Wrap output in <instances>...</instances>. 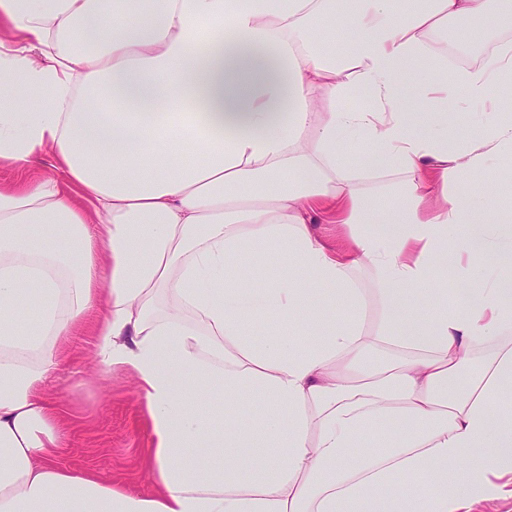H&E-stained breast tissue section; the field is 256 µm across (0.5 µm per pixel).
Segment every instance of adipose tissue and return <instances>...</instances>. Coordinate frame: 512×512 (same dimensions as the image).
Listing matches in <instances>:
<instances>
[{"instance_id":"ef3b65f1","label":"adipose tissue","mask_w":512,"mask_h":512,"mask_svg":"<svg viewBox=\"0 0 512 512\" xmlns=\"http://www.w3.org/2000/svg\"><path fill=\"white\" fill-rule=\"evenodd\" d=\"M340 18L356 36L332 53ZM461 20L472 44L508 34L512 0H0V164L52 159L0 185V512L512 498V215L455 187L512 159L494 105L512 99V41L426 66ZM18 83L43 105L21 108ZM354 90L368 106L320 110ZM352 143L398 177L383 216L345 167ZM271 316L282 329L256 336ZM90 319L98 363L138 383L152 493L60 462L69 413L44 388Z\"/></svg>"}]
</instances>
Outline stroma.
Listing matches in <instances>:
<instances>
[{"instance_id": "stroma-1", "label": "stroma", "mask_w": 512, "mask_h": 512, "mask_svg": "<svg viewBox=\"0 0 512 512\" xmlns=\"http://www.w3.org/2000/svg\"><path fill=\"white\" fill-rule=\"evenodd\" d=\"M345 155L347 165L359 171L361 184L373 196L378 211L398 204V196L388 192L384 179L375 173L371 148L349 146ZM491 174L495 183L490 189L470 173L461 175L459 183L469 197L493 194L500 213L512 212V166L501 163ZM94 342L88 325L68 336L64 359L45 389L47 399L72 413L68 433L70 451L64 462L77 470L97 468L133 491L152 492L147 470L149 428L136 380L128 374L96 370Z\"/></svg>"}]
</instances>
